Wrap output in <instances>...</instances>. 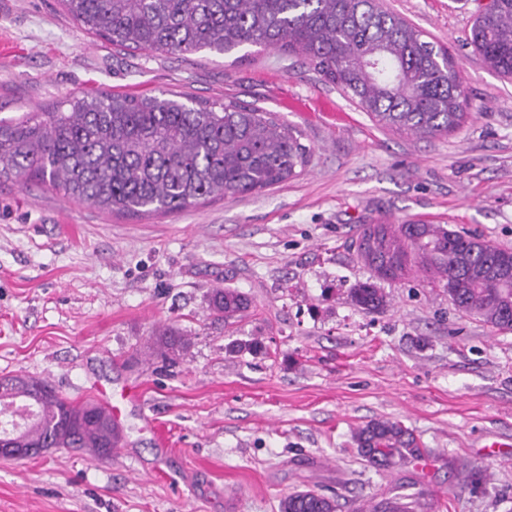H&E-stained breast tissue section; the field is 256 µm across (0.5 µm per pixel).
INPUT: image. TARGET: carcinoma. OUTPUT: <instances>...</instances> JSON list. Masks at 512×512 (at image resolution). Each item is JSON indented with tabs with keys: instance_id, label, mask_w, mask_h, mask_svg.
Returning a JSON list of instances; mask_svg holds the SVG:
<instances>
[{
	"instance_id": "carcinoma-1",
	"label": "carcinoma",
	"mask_w": 512,
	"mask_h": 512,
	"mask_svg": "<svg viewBox=\"0 0 512 512\" xmlns=\"http://www.w3.org/2000/svg\"><path fill=\"white\" fill-rule=\"evenodd\" d=\"M87 34L122 50L185 55L229 54L246 45L298 53L379 124L424 136L447 134L464 121L467 99L451 55L380 0H58ZM476 4L470 42L499 75L512 77V0ZM69 111L0 117V183L36 179L72 200L109 213H177L230 194L261 192L301 174L311 160L302 134L275 113L229 101L219 106L165 94L143 97L101 92L74 96ZM356 250L377 278L380 263L406 262L434 280L454 274L448 299L461 313L496 331H512V278L497 288L483 274L503 247L442 224L361 227ZM370 314L387 296L370 282L349 291ZM249 308L236 289L215 288L210 314L230 320ZM171 358L188 339L173 331L156 338ZM0 389L20 401L33 397L28 420L16 432L18 448H78L112 457L120 432L108 409L73 403L47 382L0 378ZM362 457L388 469L421 455L401 422L376 419L358 430ZM337 495L288 493L280 512H340ZM401 497L353 503V512H410Z\"/></svg>"
}]
</instances>
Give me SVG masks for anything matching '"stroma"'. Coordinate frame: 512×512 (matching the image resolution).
Listing matches in <instances>:
<instances>
[{
	"label": "stroma",
	"instance_id": "35a3bbf8",
	"mask_svg": "<svg viewBox=\"0 0 512 512\" xmlns=\"http://www.w3.org/2000/svg\"><path fill=\"white\" fill-rule=\"evenodd\" d=\"M454 57L471 112L436 138L373 121L303 60L247 46L129 52L89 37L57 0H0V116L109 90L230 100L277 113L312 150L305 172L168 215H108L39 181L0 185V378L118 405L111 460L71 448L0 459V512H280L310 488L414 512H512V331L463 316L412 270L370 273L361 225L425 222L512 249V79L467 42L469 0H382ZM215 288L248 314L209 315ZM190 340L151 352L164 329ZM261 340L264 350L228 352ZM399 420L428 453L384 471L358 452L370 420ZM476 469V489L455 472ZM349 294L351 301L368 314L382 311L388 303L386 294L368 281L350 288Z\"/></svg>",
	"mask_w": 512,
	"mask_h": 512
}]
</instances>
